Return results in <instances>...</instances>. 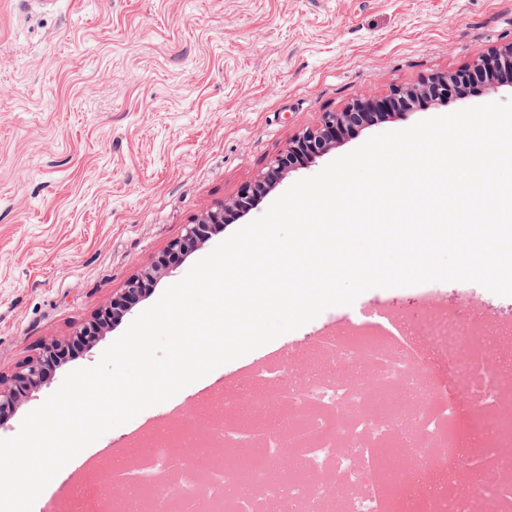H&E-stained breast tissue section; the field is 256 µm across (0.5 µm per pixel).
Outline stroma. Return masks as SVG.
Returning a JSON list of instances; mask_svg holds the SVG:
<instances>
[{
    "mask_svg": "<svg viewBox=\"0 0 512 512\" xmlns=\"http://www.w3.org/2000/svg\"><path fill=\"white\" fill-rule=\"evenodd\" d=\"M509 43L512 0H0V378L73 340L186 225L251 191L324 113L386 99ZM510 98L503 81L396 110L286 168L23 397L0 419V438L294 182L374 135ZM437 288L429 303L404 287L373 288L358 302L422 335L433 303L462 322L512 309V296L476 283ZM349 318V307L329 308L276 348L302 364L317 334ZM201 391L194 382L108 431L98 454L131 459L134 434L171 405L191 411Z\"/></svg>",
    "mask_w": 512,
    "mask_h": 512,
    "instance_id": "obj_1",
    "label": "stroma"
}]
</instances>
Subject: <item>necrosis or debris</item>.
<instances>
[{"label":"necrosis or debris","instance_id":"4bbe7bcc","mask_svg":"<svg viewBox=\"0 0 512 512\" xmlns=\"http://www.w3.org/2000/svg\"><path fill=\"white\" fill-rule=\"evenodd\" d=\"M360 315L334 352H319L303 373L285 361L253 366L239 387L215 396L223 420L208 443L157 431L138 459L152 512H384L406 480L430 468L443 483L417 512H512V374L491 360L512 334V316L459 327L433 308L429 336L446 346L445 374L411 353L403 336L385 342ZM460 383L455 401L441 399ZM493 418L492 441L461 456L462 413ZM252 460L248 484L233 462Z\"/></svg>","mask_w":512,"mask_h":512}]
</instances>
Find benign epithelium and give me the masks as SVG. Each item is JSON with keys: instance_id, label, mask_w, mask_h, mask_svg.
<instances>
[{"instance_id": "1", "label": "benign epithelium", "mask_w": 512, "mask_h": 512, "mask_svg": "<svg viewBox=\"0 0 512 512\" xmlns=\"http://www.w3.org/2000/svg\"><path fill=\"white\" fill-rule=\"evenodd\" d=\"M512 71V43L488 53H482L468 67L453 73L436 74L416 88L397 89L392 93L389 102L408 106L419 98H428L436 101L449 93L462 89L472 82H484L494 79L499 69ZM372 99L363 98L352 102L340 112L324 113L321 126L312 131H306L292 139L283 152L270 163L271 172H276L301 155L319 154L330 148V143L339 135L345 133L348 127L363 123L370 113ZM249 196H242L233 203L223 202L206 217L189 224L185 234L170 243L166 253L159 256L154 267L166 266L165 259L168 254H180L189 247L206 239L211 228L216 224L224 223V211L246 206ZM58 344L46 345L36 360L30 362L25 371L11 381L0 379V411L12 409L19 398L35 391L41 385L43 376V362L57 352Z\"/></svg>"}]
</instances>
